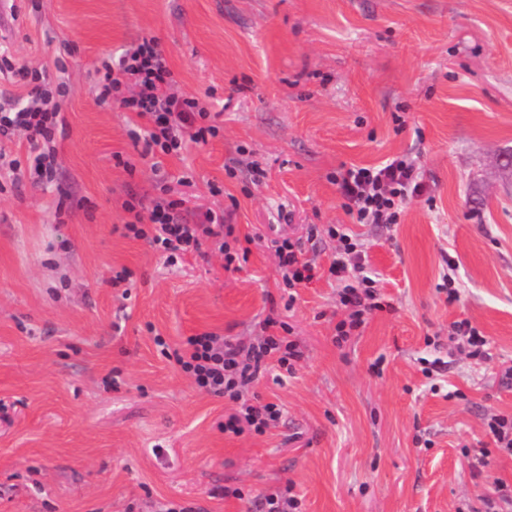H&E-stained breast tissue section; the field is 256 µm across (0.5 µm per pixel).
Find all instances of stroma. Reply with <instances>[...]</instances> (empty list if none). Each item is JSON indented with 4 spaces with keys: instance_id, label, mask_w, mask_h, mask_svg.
I'll return each mask as SVG.
<instances>
[{
    "instance_id": "1",
    "label": "stroma",
    "mask_w": 512,
    "mask_h": 512,
    "mask_svg": "<svg viewBox=\"0 0 512 512\" xmlns=\"http://www.w3.org/2000/svg\"><path fill=\"white\" fill-rule=\"evenodd\" d=\"M14 3L0 44L69 92L52 182L29 169L8 190L27 141H0V512H266L272 493L300 512H487L512 494V451L487 433L512 416V0ZM145 39L175 94L206 107L207 143L145 154L129 136L145 120L100 102L103 62ZM398 155L424 193L396 224L356 223L336 172ZM178 194L186 219L212 211L235 231L171 266L126 236L125 206ZM336 224L362 243L381 303L342 342ZM282 238L317 266L291 291ZM226 243L247 251L239 268ZM448 256L455 302L439 287ZM270 314L302 357L290 373L269 357L243 397L282 416L225 433L232 402L154 338L247 345ZM460 319L489 357L453 337Z\"/></svg>"
}]
</instances>
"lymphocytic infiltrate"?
<instances>
[{
  "mask_svg": "<svg viewBox=\"0 0 512 512\" xmlns=\"http://www.w3.org/2000/svg\"><path fill=\"white\" fill-rule=\"evenodd\" d=\"M101 81L100 99L104 102L121 88H134V95L122 98L121 103L138 117L148 120L149 126L144 132L146 152H177L185 142L203 143L216 133L215 127L197 125V117L205 113L197 98L172 93L176 82L174 73L150 40H143L118 61L105 65ZM65 91L62 85L51 89L38 84L32 88L24 107L11 112L0 111V136L15 131L23 133L28 152L34 157L37 175L49 180L55 173L50 145L63 123L52 100L55 94ZM335 182L345 209L360 224L396 223L402 205L420 196L425 188L420 169L404 156L379 167H351L339 171ZM178 206L175 200L155 202L149 214L134 213L125 228L134 237H149L170 263L176 260L178 252L200 250L203 239L233 230L223 216L211 212L206 213L203 223H185L177 214ZM146 220L152 226L148 234L141 227ZM328 233L338 242L329 273L345 282L340 303L347 316L336 326V338L342 341L358 329L379 304L373 281L358 262V243L338 228H329ZM274 246L286 286L293 288L314 279L316 267L304 259L302 241L285 238L275 241ZM273 352L278 353L280 365L288 369L302 357L295 342L271 333L246 349L203 333L187 337L182 347L169 351L168 356L198 388L236 402L235 412L224 419V430L239 435L247 431L263 433L281 416L277 404H248L242 400L243 388L258 378L263 359Z\"/></svg>",
  "mask_w": 512,
  "mask_h": 512,
  "instance_id": "obj_1",
  "label": "lymphocytic infiltrate"
}]
</instances>
